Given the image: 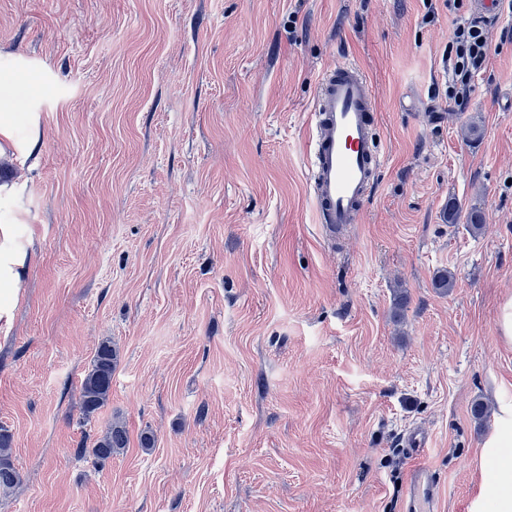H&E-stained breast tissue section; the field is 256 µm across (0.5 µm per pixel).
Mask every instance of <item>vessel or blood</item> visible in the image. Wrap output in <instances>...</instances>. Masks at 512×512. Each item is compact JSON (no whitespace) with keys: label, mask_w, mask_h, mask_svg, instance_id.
<instances>
[{"label":"vessel or blood","mask_w":512,"mask_h":512,"mask_svg":"<svg viewBox=\"0 0 512 512\" xmlns=\"http://www.w3.org/2000/svg\"><path fill=\"white\" fill-rule=\"evenodd\" d=\"M376 108L375 91L357 63L347 61L322 74L310 114L308 170L317 222L324 233L357 223L385 165L372 135ZM406 444L416 458L406 512H421L434 502L437 490L423 460L431 441L414 430Z\"/></svg>","instance_id":"vessel-or-blood-1"}]
</instances>
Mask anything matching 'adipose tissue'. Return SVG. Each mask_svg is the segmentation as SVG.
<instances>
[{
	"label": "adipose tissue",
	"mask_w": 512,
	"mask_h": 512,
	"mask_svg": "<svg viewBox=\"0 0 512 512\" xmlns=\"http://www.w3.org/2000/svg\"><path fill=\"white\" fill-rule=\"evenodd\" d=\"M23 75H0V163L16 156L34 157L38 128H30L27 139L17 135L16 120L8 112L19 93H34ZM19 187L0 182V319L9 318L18 301L19 286L34 257V240L20 232ZM479 465L491 468L482 478L472 512H512V410L502 409L494 431L484 444Z\"/></svg>",
	"instance_id": "1"
}]
</instances>
